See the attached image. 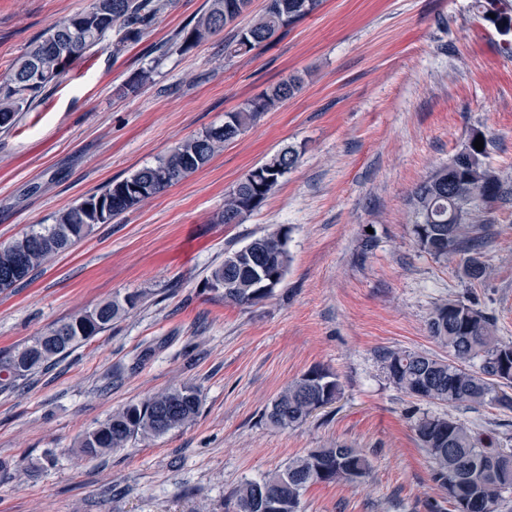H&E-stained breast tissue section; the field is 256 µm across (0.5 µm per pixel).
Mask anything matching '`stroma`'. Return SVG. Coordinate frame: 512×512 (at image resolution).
<instances>
[{
	"label": "stroma",
	"mask_w": 512,
	"mask_h": 512,
	"mask_svg": "<svg viewBox=\"0 0 512 512\" xmlns=\"http://www.w3.org/2000/svg\"><path fill=\"white\" fill-rule=\"evenodd\" d=\"M472 2L323 0L266 46L228 58L224 44L245 19L188 52L168 50L206 7L169 0L140 43L116 56L104 41L0 133L3 244L223 125L225 112L289 73L303 78L295 97L205 168L0 293V351L79 310L141 297L111 330L0 393V512H224L241 482L336 442L366 449L371 476L310 486L302 512H453L414 417L445 413L512 447V410L417 400L388 380L379 355H444L428 315L467 296L512 343V55ZM88 4L0 0V77L32 38ZM145 69L150 79L135 84ZM476 133L507 195L481 213L493 275L470 285L458 258L417 249L408 197ZM289 145L298 166L267 202L243 223H216L238 180ZM280 225L290 230V263L272 297L237 306L208 288L226 253ZM314 367L338 377L340 398L301 426H267L265 406ZM184 382L201 390L194 425L103 459L77 452L113 410Z\"/></svg>",
	"instance_id": "stroma-1"
}]
</instances>
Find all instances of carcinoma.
<instances>
[{"label":"carcinoma","instance_id":"cac0c4a2","mask_svg":"<svg viewBox=\"0 0 512 512\" xmlns=\"http://www.w3.org/2000/svg\"><path fill=\"white\" fill-rule=\"evenodd\" d=\"M166 0H91L83 11L54 24L32 39L0 83V132H10L55 87L70 65L117 29L113 53L139 43ZM251 0H208L207 8L178 31L170 47L187 52L249 13ZM322 0H266L263 12L224 44L229 56L247 55L275 34L316 12ZM40 73L31 78V70ZM302 78L291 74L268 91L224 114L222 133L210 127L175 146L154 164L112 181L96 194L60 212L52 224H33L22 237L0 245V292L23 282L51 259L66 253L98 224L172 187L206 166L224 145L236 140L266 112L300 90ZM476 137L454 155L452 168L432 170L411 194L415 217L412 233L420 252L435 259L461 256V278L471 284L488 280L493 269L482 260L487 225L476 222L479 203L503 197V184L487 164L488 146L474 147ZM300 153L293 146L271 155L249 170L224 197L220 224H239L267 201ZM289 229L279 226L228 253L212 270L209 287L224 288V302L252 306L274 295L289 263ZM273 275L270 288H256L259 268ZM140 301L133 294L85 309L3 353L0 392H10L48 370L78 346L112 328ZM427 326L448 355L387 350L381 366L397 389L429 403L455 407L499 406L512 409V343L496 334L492 316L470 298L448 299L434 306ZM341 394L332 374L312 369L281 390L266 406L262 419L285 430L307 421L317 409ZM200 390L183 384L159 391L112 412L85 433L78 451L96 459L132 441L162 437L192 425L199 416ZM413 428L421 448L433 461V479L444 490L454 512H501L512 500V448L447 414H424ZM370 461L360 448L344 444L311 448L284 467L243 481L226 500V512H300L304 492L318 483L362 484Z\"/></svg>","mask_w":512,"mask_h":512}]
</instances>
